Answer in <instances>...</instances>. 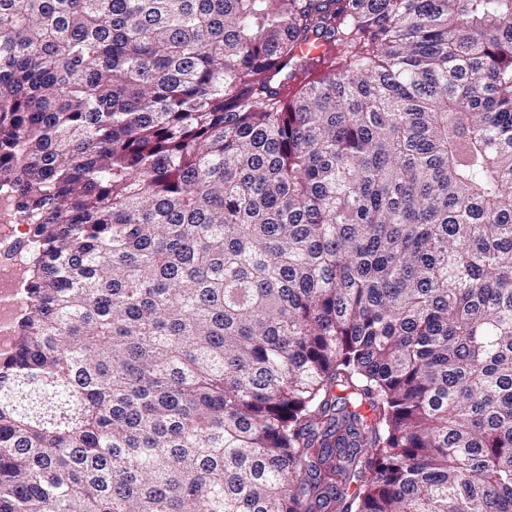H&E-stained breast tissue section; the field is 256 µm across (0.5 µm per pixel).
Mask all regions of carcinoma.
Instances as JSON below:
<instances>
[{
  "label": "carcinoma",
  "instance_id": "cac0c4a2",
  "mask_svg": "<svg viewBox=\"0 0 512 512\" xmlns=\"http://www.w3.org/2000/svg\"><path fill=\"white\" fill-rule=\"evenodd\" d=\"M1 189L0 512H512V0H0ZM14 203L0 193V347L9 343L13 322L19 309L27 304L19 274L25 267L28 224L14 219Z\"/></svg>",
  "mask_w": 512,
  "mask_h": 512
}]
</instances>
